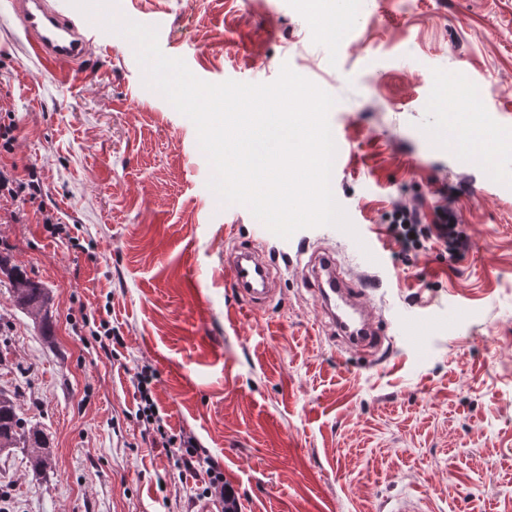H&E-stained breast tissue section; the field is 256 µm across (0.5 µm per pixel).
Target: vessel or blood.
<instances>
[{
    "label": "vessel or blood",
    "instance_id": "b4317fda",
    "mask_svg": "<svg viewBox=\"0 0 512 512\" xmlns=\"http://www.w3.org/2000/svg\"><path fill=\"white\" fill-rule=\"evenodd\" d=\"M27 38L29 51L48 70L65 66L88 77L84 63L91 40L80 19L64 16L50 0H11ZM225 270L236 295L248 304L264 303L271 294V270L263 254L250 248L233 252ZM324 311L344 336L351 350H375L380 330L367 318L368 304L361 290L352 287L340 272L330 253L318 254L309 270Z\"/></svg>",
    "mask_w": 512,
    "mask_h": 512
}]
</instances>
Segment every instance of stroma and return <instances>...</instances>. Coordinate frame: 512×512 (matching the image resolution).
Returning a JSON list of instances; mask_svg holds the SVG:
<instances>
[{
  "label": "stroma",
  "instance_id": "stroma-1",
  "mask_svg": "<svg viewBox=\"0 0 512 512\" xmlns=\"http://www.w3.org/2000/svg\"><path fill=\"white\" fill-rule=\"evenodd\" d=\"M340 38L307 0H112L158 29L198 78L270 83L282 66L336 99L331 189L355 234L283 239L221 206L190 119L145 87L133 44L87 18L91 80L47 71L0 0V165L34 172L22 223L0 207V255L43 283L49 325L0 283V389L48 437L42 474L0 452V512H194L207 475L142 440L138 368L169 434L193 436L241 512H512V0H356ZM456 213L449 260L402 255L394 205ZM260 245L276 293L261 316L224 280ZM330 251L385 340L350 353L303 279ZM121 345L100 351L85 317Z\"/></svg>",
  "mask_w": 512,
  "mask_h": 512
}]
</instances>
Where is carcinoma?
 Listing matches in <instances>:
<instances>
[{"label":"carcinoma","mask_w":512,"mask_h":512,"mask_svg":"<svg viewBox=\"0 0 512 512\" xmlns=\"http://www.w3.org/2000/svg\"><path fill=\"white\" fill-rule=\"evenodd\" d=\"M0 272L8 276L14 305L41 322H47L46 288L30 278L22 268L7 267V261L2 257ZM19 446L32 449L28 457L32 470L47 466L49 448L43 431L20 413L14 396L0 390V452Z\"/></svg>","instance_id":"carcinoma-1"}]
</instances>
